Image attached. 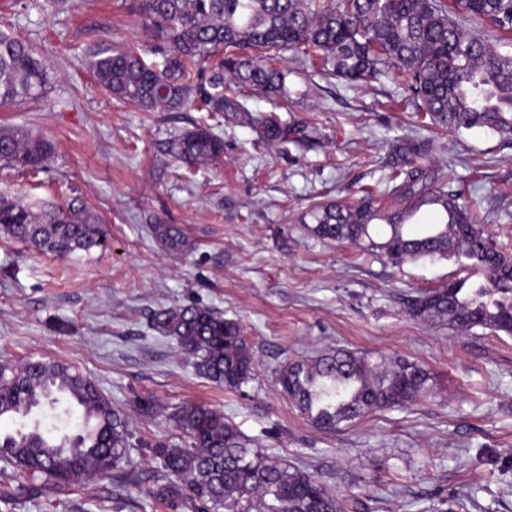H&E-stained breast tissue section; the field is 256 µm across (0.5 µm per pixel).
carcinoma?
I'll return each mask as SVG.
<instances>
[{"mask_svg": "<svg viewBox=\"0 0 512 512\" xmlns=\"http://www.w3.org/2000/svg\"><path fill=\"white\" fill-rule=\"evenodd\" d=\"M155 37L168 44L162 67L137 52L115 47L90 59L98 84L143 112L198 105L207 112H242L235 91L247 87L288 99L290 71L268 49L291 50L315 71L349 84L391 76L420 118L441 128L488 129L512 139V53L465 32L463 18L512 34V0H140ZM46 82L45 64L12 34L0 30V107L35 98ZM260 140L285 147L307 137V127L273 113L256 121ZM187 165L216 161L224 140L196 127L172 143ZM401 163L392 192L405 205L383 212L371 193L355 205L321 203L302 218L323 240L349 241L395 263L455 257L467 275L411 299L408 315L429 326L481 327L512 335V256L486 235L462 189L429 182L432 142L409 138L395 145ZM51 144L29 129H0V160L41 172ZM433 211L439 223L412 228ZM384 223L378 231V223ZM0 232L40 252L65 258L106 246L99 218L86 209L36 213L0 193ZM152 233L173 254L191 249L177 224ZM151 328L176 341L196 372L227 389L253 379L255 357L240 325L196 303L159 308ZM431 376L408 360L388 361L367 352L336 349L284 362L275 384L316 427L334 430L376 410L405 405L430 393ZM65 405L79 413L73 433L55 434L31 414ZM187 445L158 442L153 456L168 472L152 494L192 512H343L317 477L254 449L224 414L201 404L175 413ZM0 460L37 482L66 485L91 476L112 478L131 466L129 419L97 384L55 361L0 364Z\"/></svg>", "mask_w": 512, "mask_h": 512, "instance_id": "carcinoma-1", "label": "carcinoma"}]
</instances>
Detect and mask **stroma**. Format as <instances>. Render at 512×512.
<instances>
[{
	"instance_id": "obj_1",
	"label": "stroma",
	"mask_w": 512,
	"mask_h": 512,
	"mask_svg": "<svg viewBox=\"0 0 512 512\" xmlns=\"http://www.w3.org/2000/svg\"><path fill=\"white\" fill-rule=\"evenodd\" d=\"M0 30L30 44L47 66L38 99L0 110L53 146L34 173L0 161V193L34 210L88 209L105 250L61 259L33 255L0 234V361L50 359L78 367L115 408L132 416L129 483L75 481L22 497L28 479L0 463V512H172L150 491L166 480L149 451L185 444L173 414L185 403L222 412L263 453L318 477L348 512H512V335L458 332L409 317L419 292L464 276L452 259L396 266L346 242L324 241L301 222L314 204L389 193L392 145L422 135L415 108L391 78L354 87L302 65L292 52L289 104L250 89L253 115L277 111L307 125L281 152L232 113L187 107L142 112L96 83L93 53L115 46L161 63L138 0H0ZM209 125L224 157L191 167L173 139ZM433 177L467 185L486 232L512 255V142L484 131L435 130ZM182 225L195 244L169 254L155 223ZM190 302L240 323L256 359L240 389L216 386L150 328L153 310ZM336 348L424 365L432 390L403 408L333 432L313 427L273 384L274 370ZM156 405L152 415L140 402Z\"/></svg>"
}]
</instances>
